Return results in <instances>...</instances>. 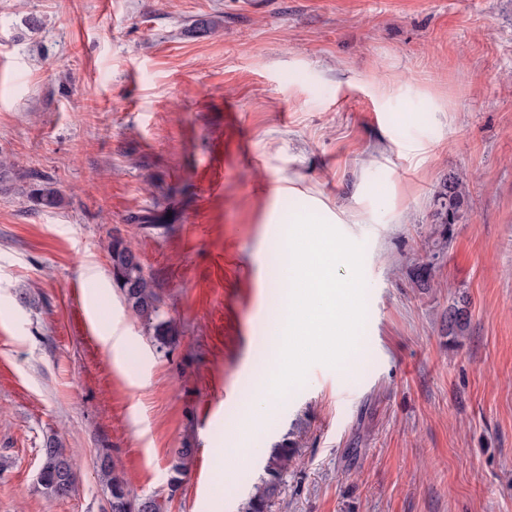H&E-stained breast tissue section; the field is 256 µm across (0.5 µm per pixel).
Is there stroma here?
<instances>
[{
  "label": "stroma",
  "mask_w": 512,
  "mask_h": 512,
  "mask_svg": "<svg viewBox=\"0 0 512 512\" xmlns=\"http://www.w3.org/2000/svg\"><path fill=\"white\" fill-rule=\"evenodd\" d=\"M0 159V512H108L105 455L167 512H240L281 446L270 512H512V0H0ZM310 204L362 245L366 315L277 398L279 215ZM462 187L463 177L459 176L448 180V194L445 195V198L448 199V205L445 203V213L441 224L454 223L457 210L461 202ZM30 197L36 205L44 210H53L63 204L64 197L61 191L54 188L49 182H44L38 188L32 190ZM112 281L127 305L148 324L160 317L159 298L133 251L117 236L109 244ZM135 258L137 263H131ZM42 465L37 480L41 492L48 498L59 499L71 495L77 485V463L55 437H48L42 448Z\"/></svg>",
  "instance_id": "35a3bbf8"
}]
</instances>
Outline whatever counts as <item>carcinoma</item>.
I'll return each mask as SVG.
<instances>
[{"label": "carcinoma", "mask_w": 512, "mask_h": 512, "mask_svg": "<svg viewBox=\"0 0 512 512\" xmlns=\"http://www.w3.org/2000/svg\"><path fill=\"white\" fill-rule=\"evenodd\" d=\"M463 178L454 177L448 180V205L445 206L442 223L452 224L455 221L461 202ZM30 197L36 205L44 210H53L63 204L61 191L45 182L32 190ZM111 259L112 281L121 291L127 305L147 323L154 324L153 339L158 349L170 345L172 326L168 321L160 320L159 298L153 289L152 281L143 270L141 263H131L135 258L133 251L117 236L112 237L109 244ZM467 329L465 311L455 309L448 312V330L463 333ZM294 449L275 448L265 467L267 478L257 486L255 494L244 506V512H267L270 500L277 494L281 476L292 459ZM42 465L37 480L41 492L53 499L71 495L77 485V463L73 456L67 453L62 443L54 436L47 438L43 453ZM192 449L177 450V462L173 465V476L169 480L170 492H175L181 486L183 477L189 470L192 461ZM100 471L107 477L110 493V512H164L163 503L154 497L134 498L126 489L124 480L115 473V466L108 456L100 459Z\"/></svg>", "instance_id": "1"}]
</instances>
